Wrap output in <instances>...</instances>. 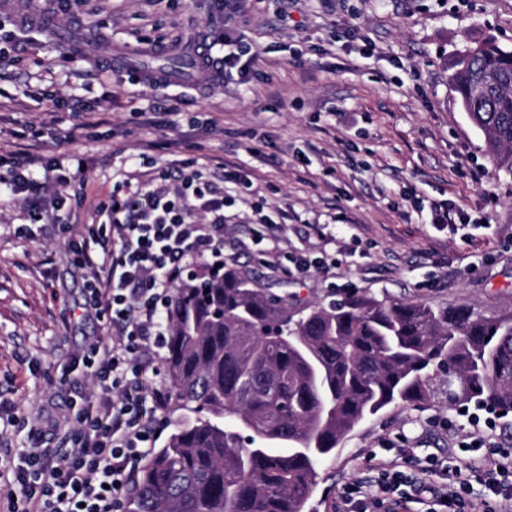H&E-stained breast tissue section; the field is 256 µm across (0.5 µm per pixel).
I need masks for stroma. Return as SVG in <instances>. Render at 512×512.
Returning <instances> with one entry per match:
<instances>
[{
  "label": "stroma",
  "instance_id": "stroma-1",
  "mask_svg": "<svg viewBox=\"0 0 512 512\" xmlns=\"http://www.w3.org/2000/svg\"><path fill=\"white\" fill-rule=\"evenodd\" d=\"M59 29L82 41L73 53L54 32L15 33L0 58V153L80 158L91 203L112 192V175L141 157L166 169L176 189L187 160L216 174H248L230 185L249 240L254 202L278 225L282 251L320 250L335 235L331 275L271 272L254 248L228 265L258 288L317 306L351 292L485 315L512 313V173L497 169L448 82V60L467 39L512 46V0H241L225 23L218 0H112L90 15L88 0H43ZM240 34L241 70L225 81L137 82L112 56L136 35L182 38ZM73 138L56 139V132ZM486 176L475 183L471 173ZM445 201L468 222L457 232L429 222ZM50 225L30 222L22 202L0 204V400L31 419L44 410L70 354L104 324L83 317L80 281L66 243L69 209ZM444 393L422 409L394 404L363 420L318 466L312 512H339L346 484L377 477L379 460L416 448L447 460L470 430ZM477 452L487 471L512 466V417L499 418Z\"/></svg>",
  "mask_w": 512,
  "mask_h": 512
}]
</instances>
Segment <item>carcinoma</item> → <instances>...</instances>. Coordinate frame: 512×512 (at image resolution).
Returning <instances> with one entry per match:
<instances>
[{"instance_id":"obj_1","label":"carcinoma","mask_w":512,"mask_h":512,"mask_svg":"<svg viewBox=\"0 0 512 512\" xmlns=\"http://www.w3.org/2000/svg\"><path fill=\"white\" fill-rule=\"evenodd\" d=\"M449 83L497 168L512 172V48L469 40ZM166 378L174 423L127 512H306L317 466L366 417L448 406L512 413V314L350 295L290 310L226 267L176 288ZM490 340H485V337Z\"/></svg>"}]
</instances>
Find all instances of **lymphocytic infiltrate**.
Wrapping results in <instances>:
<instances>
[{"mask_svg": "<svg viewBox=\"0 0 512 512\" xmlns=\"http://www.w3.org/2000/svg\"><path fill=\"white\" fill-rule=\"evenodd\" d=\"M28 163L0 155V195L38 197L54 184L62 188L54 206L83 202L89 179L81 159L68 167L53 160L43 181L27 174ZM167 178L153 159L143 158L97 209L109 221L108 232L91 229L68 243L85 310L105 315L106 335L70 357L76 378L60 380L75 416L43 417L30 425L25 448L6 450L0 467L13 476L7 512H123L135 489L169 398L158 358L170 331L174 284L190 264L223 262L224 226L232 221L225 209L234 203L224 186L246 182L233 173L217 185L199 166L172 192L164 186ZM70 186L76 189L71 197L64 193ZM85 377L94 381V395L83 390ZM467 437L464 455L444 468L432 456L401 449L397 460L379 465L374 487L352 482L344 488L343 512H368L372 505L378 512H408L413 503L428 512H461L471 492L466 476L478 470L470 452L486 442L478 427Z\"/></svg>", "mask_w": 512, "mask_h": 512, "instance_id": "lymphocytic-infiltrate-1", "label": "lymphocytic infiltrate"}]
</instances>
